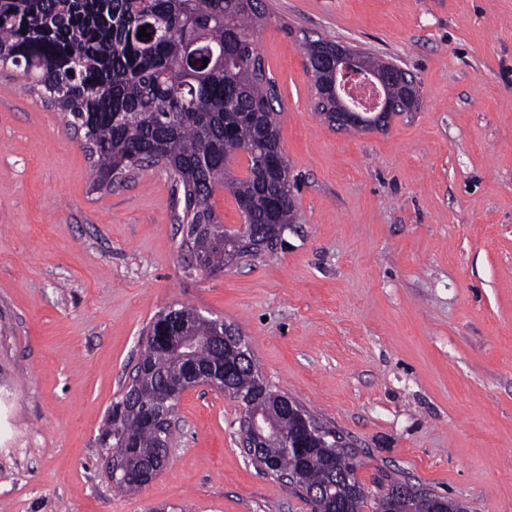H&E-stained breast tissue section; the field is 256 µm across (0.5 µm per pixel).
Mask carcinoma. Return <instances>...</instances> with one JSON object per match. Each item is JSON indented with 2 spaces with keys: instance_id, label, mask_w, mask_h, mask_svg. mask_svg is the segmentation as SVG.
<instances>
[{
  "instance_id": "1",
  "label": "carcinoma",
  "mask_w": 512,
  "mask_h": 512,
  "mask_svg": "<svg viewBox=\"0 0 512 512\" xmlns=\"http://www.w3.org/2000/svg\"><path fill=\"white\" fill-rule=\"evenodd\" d=\"M260 0H0V68L15 67L32 79L31 91L84 130L96 157L92 188L107 189L117 170L133 171L152 164L164 151L165 169L183 195V220L191 251L210 272L231 261L256 256L250 241L228 245L238 229H226L211 204L216 187L233 195L245 223L274 224L288 230L296 223L294 183L280 144V112L275 83L255 75L258 58L252 39L263 18ZM151 38H140L141 28ZM334 46L324 40L305 45L313 66L316 91L336 84V72L321 60ZM208 59L202 67L193 58ZM399 101L393 113L415 111L419 90L410 74L391 86ZM238 153L248 158V175L226 169ZM196 342L191 361L201 370L219 360L213 336L217 326L182 306ZM176 329L166 313L145 330L140 372L112 402L100 434L108 457L121 458L137 472L167 454L172 431L158 433L145 414L168 379L185 365L177 350ZM227 395L252 396L254 407L271 410L274 402L260 390L262 375L255 360L242 362L234 351L224 354ZM296 422L278 417L262 440L256 465L266 474L288 477L320 512H381L396 494L397 512H417L429 488L396 477L375 495L356 477L353 455L342 437L325 430L309 447L289 451L285 439Z\"/></svg>"
}]
</instances>
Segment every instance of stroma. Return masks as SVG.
Segmentation results:
<instances>
[{"instance_id":"35a3bbf8","label":"stroma","mask_w":512,"mask_h":512,"mask_svg":"<svg viewBox=\"0 0 512 512\" xmlns=\"http://www.w3.org/2000/svg\"><path fill=\"white\" fill-rule=\"evenodd\" d=\"M298 222L197 269L164 167L91 188L83 135L0 69V512H311L185 391L168 466L118 490L98 437L159 311L241 327L264 379L349 443L356 476L512 512V0H262ZM396 64L416 111L329 125L304 45Z\"/></svg>"}]
</instances>
